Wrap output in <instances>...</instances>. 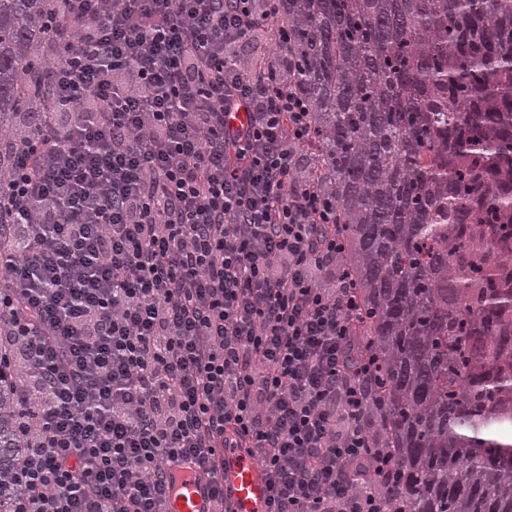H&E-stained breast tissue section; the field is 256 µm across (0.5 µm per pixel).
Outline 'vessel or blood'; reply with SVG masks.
<instances>
[{
	"label": "vessel or blood",
	"mask_w": 512,
	"mask_h": 512,
	"mask_svg": "<svg viewBox=\"0 0 512 512\" xmlns=\"http://www.w3.org/2000/svg\"><path fill=\"white\" fill-rule=\"evenodd\" d=\"M174 486L169 512H206L211 485L191 462L176 460L170 466ZM224 495L232 512H265L268 490L259 465L243 451H224Z\"/></svg>",
	"instance_id": "b4317fda"
}]
</instances>
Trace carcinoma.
Here are the masks:
<instances>
[{"instance_id":"obj_1","label":"carcinoma","mask_w":512,"mask_h":512,"mask_svg":"<svg viewBox=\"0 0 512 512\" xmlns=\"http://www.w3.org/2000/svg\"><path fill=\"white\" fill-rule=\"evenodd\" d=\"M45 0H0V135L26 130ZM305 154L383 367L398 512H512V0H286ZM0 364V512L15 510Z\"/></svg>"}]
</instances>
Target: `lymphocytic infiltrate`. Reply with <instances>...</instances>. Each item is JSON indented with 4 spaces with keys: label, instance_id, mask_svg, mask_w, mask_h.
Masks as SVG:
<instances>
[{
    "label": "lymphocytic infiltrate",
    "instance_id": "obj_1",
    "mask_svg": "<svg viewBox=\"0 0 512 512\" xmlns=\"http://www.w3.org/2000/svg\"><path fill=\"white\" fill-rule=\"evenodd\" d=\"M65 52L1 142L0 345L22 361V512H168L224 449L267 512H391L382 364L336 204L305 167L284 0H46ZM244 110L232 127L227 118ZM174 486L169 500V512H207L211 484L190 461L176 460L170 466Z\"/></svg>",
    "mask_w": 512,
    "mask_h": 512
}]
</instances>
